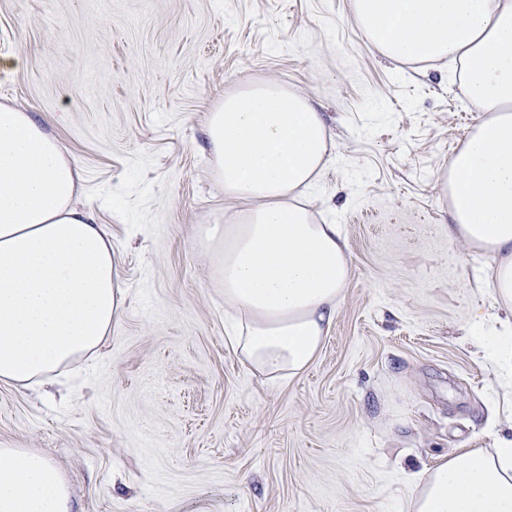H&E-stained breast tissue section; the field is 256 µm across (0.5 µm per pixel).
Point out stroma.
<instances>
[{
    "label": "stroma",
    "instance_id": "1",
    "mask_svg": "<svg viewBox=\"0 0 512 512\" xmlns=\"http://www.w3.org/2000/svg\"><path fill=\"white\" fill-rule=\"evenodd\" d=\"M275 80L335 140L307 197L351 279L314 363L243 367L211 278L224 184L204 120ZM447 63L380 55L348 0H0V103L36 113L82 171L128 300L53 384L0 383V448L52 458L77 512H408L409 474L512 431L492 262L448 235L437 180L478 120Z\"/></svg>",
    "mask_w": 512,
    "mask_h": 512
}]
</instances>
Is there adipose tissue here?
<instances>
[{
  "label": "adipose tissue",
  "mask_w": 512,
  "mask_h": 512,
  "mask_svg": "<svg viewBox=\"0 0 512 512\" xmlns=\"http://www.w3.org/2000/svg\"><path fill=\"white\" fill-rule=\"evenodd\" d=\"M363 35L403 64H459L482 114L439 183L448 233L490 254L487 280L507 313L494 332L512 374V0H349ZM204 132L234 202L211 274L233 311L234 353L273 380L317 358L350 279L339 225L315 223L306 191L334 145L311 99L268 81L225 94ZM80 169L33 113L0 103V382L38 385L95 351L123 315L127 290L109 230L76 202ZM410 512H512V441L444 456L414 477ZM0 512H73L45 454L0 448Z\"/></svg>",
  "instance_id": "obj_1"
}]
</instances>
